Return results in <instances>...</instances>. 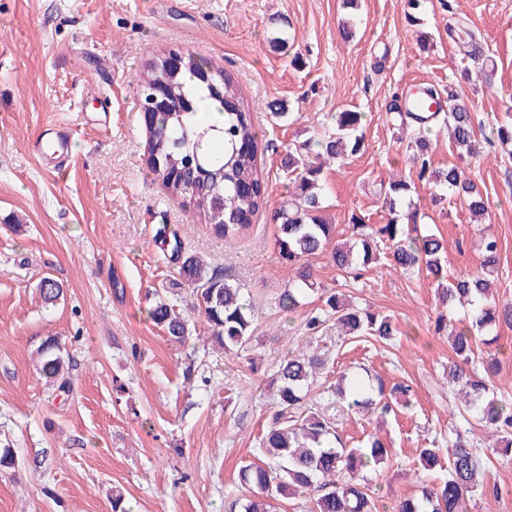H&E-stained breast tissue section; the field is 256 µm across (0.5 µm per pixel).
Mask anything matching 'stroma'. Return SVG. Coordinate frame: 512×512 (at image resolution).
<instances>
[{"label":"stroma","mask_w":512,"mask_h":512,"mask_svg":"<svg viewBox=\"0 0 512 512\" xmlns=\"http://www.w3.org/2000/svg\"><path fill=\"white\" fill-rule=\"evenodd\" d=\"M409 11L407 0H358L354 9L343 0H0V448L17 459L0 468V512H112L116 489L133 512H224L239 466L259 453L278 365L320 306L314 293L295 314L278 306L289 269L271 215L287 198L289 151L324 135L333 113H365V151L323 172V214L346 236L353 220L384 223L383 188L409 170L412 134L388 118L393 99L421 83L452 84L471 99L478 135L512 123V100L501 95L512 86V0H431L414 23ZM346 18L356 21L349 35ZM452 22L476 29L490 83L461 78L464 51L448 37ZM173 50L222 64L254 112L266 204L231 246L149 169L136 80ZM51 130L69 141L64 158L34 152ZM433 132V167L459 164L479 182L489 215L474 224L459 200L418 180L412 208L447 240L452 277L479 270L477 236L494 234L498 295L512 300V145L462 161L444 123ZM161 224L177 230L184 254L248 291L257 316L248 351L213 346L200 320L196 339L178 346L149 319L148 291L189 299L154 238ZM310 262L321 287L400 329L387 344L341 340L332 330L313 342L331 361L310 401L327 402V388L353 371L412 388L410 409L387 416L384 427L351 412L335 417L347 445L377 428L387 439L389 458L372 475L378 512L417 492V448L449 455L457 429L489 454L488 477L507 491L493 505L473 493L468 512H512V462L491 452L486 430L448 408L442 374L451 351L446 334L434 331L439 309L425 272L381 262L356 280L327 255ZM44 278L64 288L57 305L39 295ZM49 336L68 354L69 391L36 369Z\"/></svg>","instance_id":"35a3bbf8"}]
</instances>
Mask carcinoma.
<instances>
[{
  "mask_svg": "<svg viewBox=\"0 0 512 512\" xmlns=\"http://www.w3.org/2000/svg\"><path fill=\"white\" fill-rule=\"evenodd\" d=\"M448 37L465 46L474 42L475 33L466 26L450 25ZM152 81L169 83L181 110L159 116L150 130L146 144L150 170L171 198L189 199L208 219L214 237L231 244L250 228L249 223L242 222V216L256 214L265 202L266 188L257 173L258 133L249 101L232 73L194 55L176 75L164 68L162 59H156L138 78L137 87L143 90ZM428 88L444 98L445 113H432L428 119L417 112H398L392 117L400 129L417 131L409 156L411 168L418 172L419 179L433 182L442 194L456 197L472 214L483 216L486 204L474 181L464 177L455 165L431 169L432 147L425 136L441 117L448 125L453 148L469 157L480 155L482 146L474 128L473 105L451 87L442 91L430 84ZM206 102L224 115L222 126L216 129L219 149L207 156L200 153L199 146L210 128L194 120ZM362 120L361 112H338L334 132L321 140H306L296 152L288 154L287 173L293 189L273 214L279 253L290 270L288 288L279 295L278 305L293 313L308 293L316 290L318 283L305 260L319 253L328 254L336 268L357 278L382 258L395 269L426 271L437 285L442 306L434 330L448 332L453 353L448 379L458 396L454 407L488 429L495 438V447L511 453L512 400L498 397L487 379L497 373V353L487 351L482 362L485 376L472 367L478 344L491 346L497 342L502 327L512 328V301L496 299L492 288L499 265V241L493 235L481 237L480 271L448 277L444 265L447 243L434 233L420 232L416 213L403 212L401 202L409 195L411 184L400 176L389 181L384 192L386 223L354 224L351 238H338L336 225L323 216V163L311 161L305 154L315 146L326 153L328 160L335 161L362 152ZM155 237L171 247L173 260L179 264L178 273L190 288L191 308L203 318L212 339L226 353L247 349L256 317L241 286L220 271L206 270L200 258L182 255L179 239L170 238L167 226L159 227ZM39 294L45 303L53 304L63 296V288L45 278ZM148 316L166 330L171 342L183 346L189 341L192 328L178 305L159 301L148 308ZM330 322L340 338L368 334L389 341L397 333L390 317L354 307L339 292L322 298L321 307L304 319L302 331L311 339ZM38 353L40 374L60 389L70 387V379L64 376L61 343L48 337ZM326 363L323 354L301 351L291 353L279 364L275 377L278 397L259 441L267 462L249 461L240 466L242 497L231 504L229 512H235L237 507L241 512H275L273 501L297 495L307 497L312 504L310 512H376L377 486L369 481L366 472L387 461V446L371 435L361 446L347 447L333 421L304 403L314 378ZM336 392L348 411L383 417L407 405L410 389L395 385L387 393L380 379L373 384L368 379L352 377L344 385L337 384ZM418 457L427 471L440 466L438 448H421ZM478 490L493 499L501 495L498 486H487L478 450L465 434L458 432L447 478L430 485L424 483L418 494L397 499L393 512H467V502Z\"/></svg>",
  "mask_w": 512,
  "mask_h": 512,
  "instance_id": "1",
  "label": "carcinoma"
}]
</instances>
